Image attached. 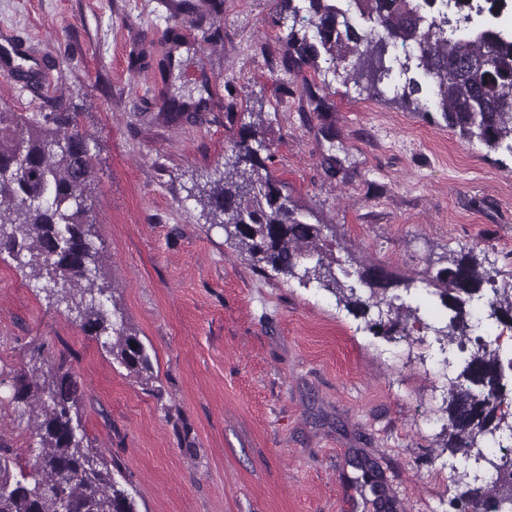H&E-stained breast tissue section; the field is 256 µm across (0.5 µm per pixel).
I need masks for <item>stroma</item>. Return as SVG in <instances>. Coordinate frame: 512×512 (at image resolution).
Returning a JSON list of instances; mask_svg holds the SVG:
<instances>
[{
  "label": "stroma",
  "mask_w": 512,
  "mask_h": 512,
  "mask_svg": "<svg viewBox=\"0 0 512 512\" xmlns=\"http://www.w3.org/2000/svg\"><path fill=\"white\" fill-rule=\"evenodd\" d=\"M0 0V108L79 113L97 174L95 236L156 380L112 362L28 271L0 257V372L48 343L68 355L94 448L121 463L137 512H457L449 311L427 273L460 249L512 285V153L469 144L439 109L359 93L325 59L288 67L284 0ZM199 107L163 106L181 84ZM261 115L265 164L335 254L413 279L389 336L298 280L267 277L190 196ZM0 385V441L32 469L39 438Z\"/></svg>",
  "instance_id": "stroma-1"
}]
</instances>
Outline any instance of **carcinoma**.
Here are the masks:
<instances>
[{"label":"carcinoma","mask_w":512,"mask_h":512,"mask_svg":"<svg viewBox=\"0 0 512 512\" xmlns=\"http://www.w3.org/2000/svg\"><path fill=\"white\" fill-rule=\"evenodd\" d=\"M436 3L306 0L291 13L295 18L309 14L318 43L292 28L288 46L300 65L316 59L321 48L336 65L350 58V79L357 86L366 81L369 95L391 91L415 112L436 105L461 139L512 152V36L489 25L460 28L450 39L426 11ZM221 7V0L174 4L178 12ZM399 48L403 61L396 54ZM413 58L423 81H395L394 68L406 74ZM264 149L263 142L252 144L246 137L235 142L224 175L195 197L223 228L225 240L241 248L264 275L271 271L305 285L313 282L337 305L364 317L377 309L374 326L385 314L394 327L417 313L395 304L399 295L379 297L393 285L388 278L382 285L376 282L381 270L336 268L339 259L326 246L330 225L306 221L265 172ZM86 152L79 113L0 109V256L12 257L31 277L44 280L48 296L76 313L82 329L101 341L112 361L147 387L155 381L150 354L127 325L91 240L93 206L85 201L91 198L95 173ZM425 283L435 287L450 311L446 325L435 329L441 341L461 346L493 320L512 327V287H496L473 250L449 254L447 266ZM13 387V402L34 419L39 451L31 471L15 473L10 449L0 445V512H59L64 503L71 512H137L132 492L119 480L121 466L101 455L86 436L81 387L68 357L46 353L43 365L13 377ZM511 394L499 349L486 344L474 347L450 380L446 448L463 466L453 469L466 487L461 512L512 509V464L490 456L496 433H512L506 413H498ZM473 459L492 466L496 481L479 482L468 471Z\"/></svg>","instance_id":"obj_1"}]
</instances>
